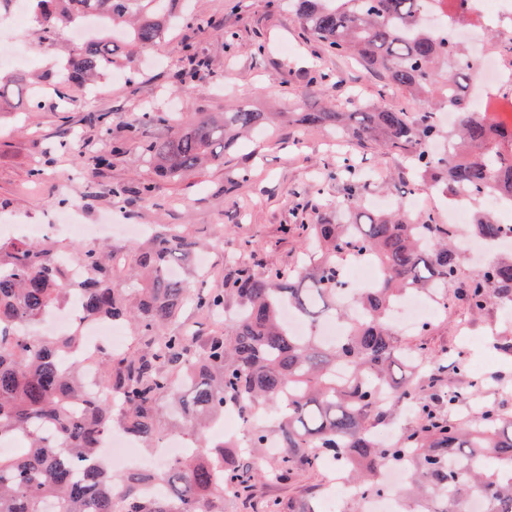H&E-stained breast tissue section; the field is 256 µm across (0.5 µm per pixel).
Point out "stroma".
Listing matches in <instances>:
<instances>
[{"label":"stroma","instance_id":"1","mask_svg":"<svg viewBox=\"0 0 512 512\" xmlns=\"http://www.w3.org/2000/svg\"><path fill=\"white\" fill-rule=\"evenodd\" d=\"M195 11L211 19L213 27H183L174 39L189 42L211 60L209 72L180 81L185 66L181 54L161 42L138 60L140 74L131 79L112 76L100 91L75 93L69 111H56L51 102L30 107L17 104L0 112V216L18 224H46L64 204L80 209L85 224L113 215L122 224H175L204 244V268L184 272L196 290L220 288L239 261L255 269L292 270L301 253L297 237L283 227L300 218L333 213L341 189L325 180V168L335 166L342 152L356 156L376 177L368 195L403 200L429 194L428 185L413 177L405 158L376 146L340 147L336 133L324 126L299 127L284 115L318 106L327 111L360 112L378 103L408 114L424 110L426 101L389 85L383 76L366 73L354 60L326 51L301 25L286 0H194ZM232 33L235 48L224 45ZM248 98L266 112L280 113L270 133L255 136L257 159L252 176L232 182L235 168L244 166L240 151L181 181L156 177L144 162L140 143L164 138L162 126L132 135L133 115L154 104L176 120L223 111L239 98ZM112 115L109 132H101L93 118ZM124 151L112 155L114 143ZM54 144L56 153L44 158L42 148ZM109 157L108 165L91 166L94 156ZM153 182L155 197L143 204L135 196L113 198L115 184ZM308 189L306 199L295 191ZM503 328V312L490 308L472 319L461 300H453L444 320L433 323L429 336L403 335L401 342H426L433 353L462 352L468 369H479L489 382L470 411L494 404L512 412V364L492 348L490 340ZM324 475H305L286 485H257L250 498L224 497V512H262L268 498L321 506Z\"/></svg>","mask_w":512,"mask_h":512}]
</instances>
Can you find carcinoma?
<instances>
[{"instance_id":"1","label":"carcinoma","mask_w":512,"mask_h":512,"mask_svg":"<svg viewBox=\"0 0 512 512\" xmlns=\"http://www.w3.org/2000/svg\"><path fill=\"white\" fill-rule=\"evenodd\" d=\"M38 40L53 39L72 26L105 23L106 36L66 48L63 76L53 88V104L68 106V91L91 86L122 65L129 76L140 52L158 44L174 26H209L188 12L175 16L169 0H28ZM311 35L329 52L358 58L369 71L411 94L435 97V106L414 116L373 104L365 112H293L302 126H330L360 145L375 143L410 159L417 175L452 199L461 191L473 200L494 192L512 194V128L489 121L471 103L476 68L462 45L425 24L427 0H289ZM189 64L184 79L211 68L209 58L190 44L179 47ZM37 83L20 73L0 72V100L9 89ZM458 114L457 125L437 121L442 106ZM269 117L237 102L224 117L198 116L187 126H171L166 112L149 108L136 115L130 131L144 124L170 128L163 140L143 143L146 163L177 182L221 157L245 137L268 125ZM343 194L336 217L291 227L313 243L305 267L290 277L278 269L256 272L240 266L224 277V288L193 292L184 280L167 275L171 265H187L201 244L175 227L162 225L137 245L142 277L137 286L112 287L114 259L84 250L75 255L82 278L68 282L60 256L50 244L0 243V440L26 441L16 456L0 455V512H217L224 492L244 495L258 481L286 482L328 460H350L349 480L378 495L381 467L411 459L412 488L437 503L434 512H461L473 490L485 493L489 512H512V416L484 409L478 424L455 417L483 385L443 387L445 379L467 371L462 356L443 361L420 343L402 347L387 321L389 305L409 289L456 288L469 312L493 305L512 311V258H493L464 280L460 256L448 226L398 206L366 213L368 173L353 159L327 171ZM151 182L116 185L112 196L152 201ZM473 229L485 242L499 241L502 225L489 211L475 216ZM362 254L378 261L384 279L362 292V319L347 318L343 336L327 344L315 332L295 336L282 309H294L311 325L339 310L338 260ZM80 299L83 321L133 320L141 340L135 354H101L106 366L100 394L88 393L77 354L80 338L37 336L44 314ZM232 307L227 334L200 344L188 330L169 333L168 323L193 307L211 316ZM215 423L228 406L251 423L249 447L264 448L269 431L255 415L265 404L277 424L283 448L277 467L258 471L235 457L231 444L204 443L169 462L159 476L167 494L145 491L150 477L130 475L120 484L100 460L101 443L113 415L140 439L155 436L159 397ZM407 408L419 426L396 443H380L371 429Z\"/></svg>"}]
</instances>
